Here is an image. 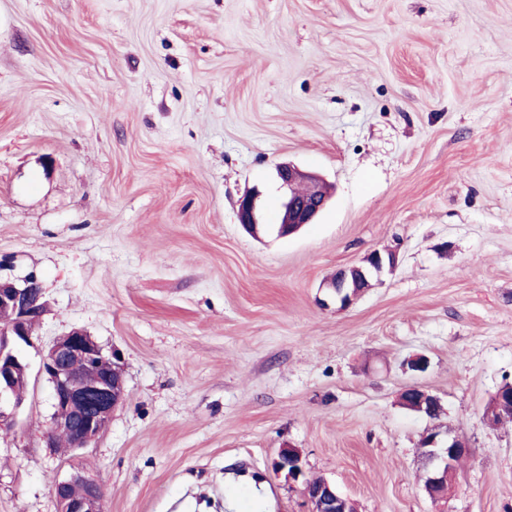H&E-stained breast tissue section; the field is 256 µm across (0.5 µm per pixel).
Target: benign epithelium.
I'll list each match as a JSON object with an SVG mask.
<instances>
[{
    "label": "benign epithelium",
    "instance_id": "obj_1",
    "mask_svg": "<svg viewBox=\"0 0 512 512\" xmlns=\"http://www.w3.org/2000/svg\"><path fill=\"white\" fill-rule=\"evenodd\" d=\"M282 189L280 210L283 212L279 233L288 236L304 225L312 224L327 204L319 179L290 164L277 167ZM308 183L309 195L301 197L297 189ZM257 195L249 194L239 204L240 223L250 232L257 229L261 217L256 205ZM395 266L391 252H370L358 266L339 270L330 287L334 297L345 307L374 286L380 277ZM46 307L42 285L33 274L21 279H0V309L9 313L6 325L0 327V426L13 418L24 397L17 394L19 382L29 377L30 364L24 350L33 345L31 325L40 319ZM107 363V371L91 381L87 374ZM40 372L52 384L54 412L47 438L52 447L67 436L72 449L79 450L95 442L108 428L115 411L124 404L126 384L120 359L104 353L95 338L74 329L57 338L42 355ZM404 407L430 417L441 407L438 397L414 383L401 393ZM512 409V391L499 388L495 403L486 409L492 420L504 407ZM472 448L458 436H448L447 446H441L439 433L428 435L423 456L430 463L424 488L434 500L448 497V468L468 457ZM276 471L287 472L296 480L303 474L301 453L297 448H283L274 462ZM304 494L312 506L311 512H356L354 502L340 494L327 480L304 482ZM57 512H104V491L98 482L74 471L57 478L54 483Z\"/></svg>",
    "mask_w": 512,
    "mask_h": 512
}]
</instances>
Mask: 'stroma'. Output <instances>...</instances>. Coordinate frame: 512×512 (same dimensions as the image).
<instances>
[{"mask_svg": "<svg viewBox=\"0 0 512 512\" xmlns=\"http://www.w3.org/2000/svg\"><path fill=\"white\" fill-rule=\"evenodd\" d=\"M288 162L329 205L252 236L238 203L277 223ZM375 250L393 271L341 306L328 281ZM29 274L0 512H57L75 470L105 512H310L307 478L357 512H512V418H483L512 384V0H0V277ZM74 329L126 400L65 453L39 364ZM435 427L472 449L441 501ZM400 399L405 408L428 418H431L438 408V415L441 412L439 398L417 383L406 386L400 395ZM301 453L296 448H282L274 462L277 472L287 471L289 479L296 480L303 474Z\"/></svg>", "mask_w": 512, "mask_h": 512, "instance_id": "35a3bbf8", "label": "stroma"}]
</instances>
